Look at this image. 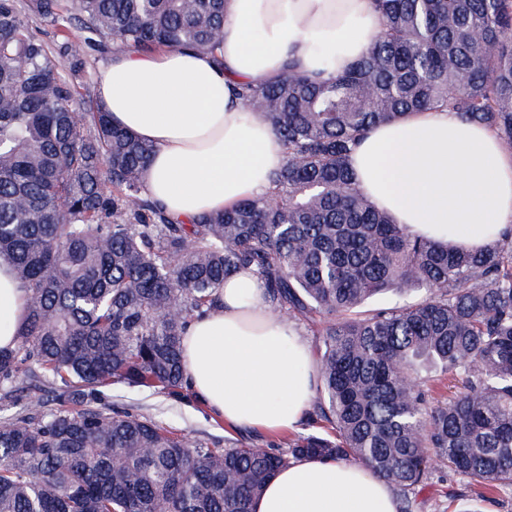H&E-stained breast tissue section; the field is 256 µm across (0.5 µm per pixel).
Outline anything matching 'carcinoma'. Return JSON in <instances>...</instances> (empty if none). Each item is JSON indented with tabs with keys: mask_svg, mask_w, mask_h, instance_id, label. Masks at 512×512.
Returning <instances> with one entry per match:
<instances>
[{
	"mask_svg": "<svg viewBox=\"0 0 512 512\" xmlns=\"http://www.w3.org/2000/svg\"><path fill=\"white\" fill-rule=\"evenodd\" d=\"M225 0H0V257L28 295L0 352V512H253L305 458L360 464L413 512L434 462L466 486L512 492V235L466 251L412 235L360 189L365 133L448 110L512 153V0H371L381 27L344 73L293 59L242 84L287 149L267 192L174 222L148 195L150 144L80 92L82 48L191 49L219 60ZM60 27L64 70L30 28ZM251 268L268 313L316 331L311 429L277 444L210 448L106 408L127 384L182 398L181 340ZM416 302L367 308L384 292ZM454 381L432 401L420 371Z\"/></svg>",
	"mask_w": 512,
	"mask_h": 512,
	"instance_id": "carcinoma-1",
	"label": "carcinoma"
}]
</instances>
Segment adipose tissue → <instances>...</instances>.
Segmentation results:
<instances>
[{"mask_svg":"<svg viewBox=\"0 0 512 512\" xmlns=\"http://www.w3.org/2000/svg\"><path fill=\"white\" fill-rule=\"evenodd\" d=\"M381 25L371 0H226L219 58L188 51H119L98 76L113 124L154 153L145 184L174 221L260 194L286 161L279 135L236 96L287 58L343 72ZM360 189L413 235L475 251L512 230V154L487 128L448 111L374 127L351 155ZM221 307L183 336L192 392L225 423L277 431L303 418L318 385L308 342L268 315L263 281L228 277ZM28 296L0 258V351L26 324ZM254 512H397L388 485L359 465L307 458L280 470Z\"/></svg>","mask_w":512,"mask_h":512,"instance_id":"ef3b65f1","label":"adipose tissue"}]
</instances>
